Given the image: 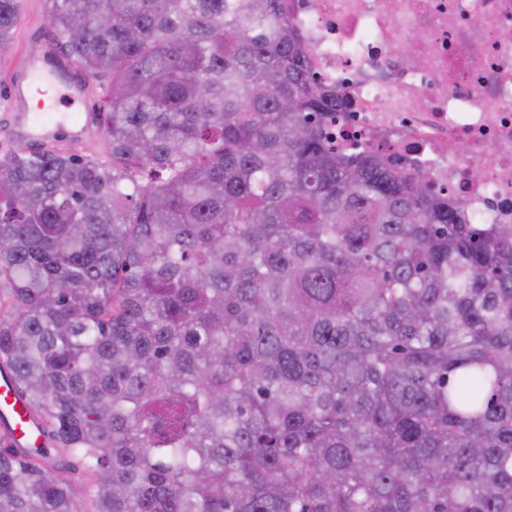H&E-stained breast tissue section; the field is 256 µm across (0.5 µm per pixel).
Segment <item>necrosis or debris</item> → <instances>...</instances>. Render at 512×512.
<instances>
[{"label":"necrosis or debris","instance_id":"necrosis-or-debris-1","mask_svg":"<svg viewBox=\"0 0 512 512\" xmlns=\"http://www.w3.org/2000/svg\"><path fill=\"white\" fill-rule=\"evenodd\" d=\"M330 141L427 172L472 224L512 223V0H287ZM426 58L408 67L407 55Z\"/></svg>","mask_w":512,"mask_h":512}]
</instances>
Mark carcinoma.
Here are the masks:
<instances>
[{"instance_id": "1", "label": "carcinoma", "mask_w": 512, "mask_h": 512, "mask_svg": "<svg viewBox=\"0 0 512 512\" xmlns=\"http://www.w3.org/2000/svg\"><path fill=\"white\" fill-rule=\"evenodd\" d=\"M47 22L109 152L0 159V512H512V224L327 146L286 0ZM84 72V71H83ZM84 76L91 80L92 82V88L90 93L88 94L85 102L83 105H79L80 113H86L93 112L97 114L100 112V107L103 105V102L106 101L108 98L106 96L107 94V87H108V81L106 78H96L92 76L91 74L87 73ZM99 119V116H98ZM78 123V128L73 131L74 135L76 137H81L85 135L89 130H91L94 126L93 118L90 113H86L84 119L82 116L76 121ZM31 414L32 410L17 392L13 382H7L0 376V433L15 446L19 442L41 446L44 437L38 435L32 426Z\"/></svg>"}]
</instances>
